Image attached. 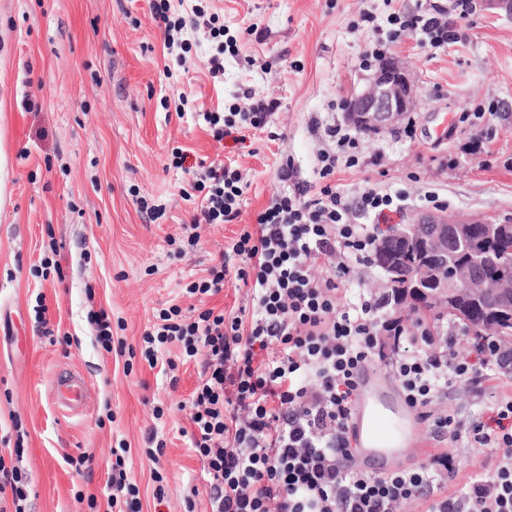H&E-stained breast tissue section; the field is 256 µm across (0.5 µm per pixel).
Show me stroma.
<instances>
[{"label": "stroma", "mask_w": 512, "mask_h": 512, "mask_svg": "<svg viewBox=\"0 0 512 512\" xmlns=\"http://www.w3.org/2000/svg\"><path fill=\"white\" fill-rule=\"evenodd\" d=\"M450 0H169L200 9L193 28L165 45L155 0H0V456L27 478L25 512H105L112 451L139 487L140 512H154V473L164 477L165 512H206L202 462L191 446L196 363L174 375L149 367L142 336L160 310L250 307L229 280L207 298L186 285L207 277L231 239L255 224L272 195L287 191L279 167L293 158L316 182L332 142L312 122H341L336 102L363 88L359 57L391 12ZM375 24V25H376ZM459 42L421 47L407 34L389 55L414 88V138L402 127L362 137V163L335 175L357 194L372 180L408 195L377 226L409 224L426 191L461 216H512V16L478 6L469 21L449 13ZM231 47L218 50L214 29ZM221 69H213V60ZM276 101L265 129L213 138L206 112ZM474 101L491 104L487 135L459 122ZM237 168L239 218L194 223L211 162ZM195 224L198 242H184ZM46 320H39V313ZM111 327L104 349L96 318ZM67 373L84 382L78 411L53 391ZM512 371L482 392L449 388L441 409L467 417L492 409ZM163 417H155V407ZM157 430L165 447L148 456ZM92 456L91 466L80 465ZM95 496L96 508L77 495Z\"/></svg>", "instance_id": "1"}]
</instances>
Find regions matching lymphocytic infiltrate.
Here are the masks:
<instances>
[{
	"instance_id": "f902f5d3",
	"label": "lymphocytic infiltrate",
	"mask_w": 512,
	"mask_h": 512,
	"mask_svg": "<svg viewBox=\"0 0 512 512\" xmlns=\"http://www.w3.org/2000/svg\"><path fill=\"white\" fill-rule=\"evenodd\" d=\"M442 15L439 9L390 14L387 35L368 44L361 66H372L406 31L432 49L455 42ZM275 108L260 101L245 112H207L203 119L219 138L233 129H262ZM324 134L336 150L318 158V189L295 183L273 196L255 230H243L209 277L188 285L189 294L203 298L224 281H241L250 289L251 309L186 315L174 305L142 336L149 366L171 344L179 346L180 361L201 363L190 421L210 512H512V393L495 400L493 428L480 408L464 419L434 412L449 388L477 391L494 381L512 354L485 339L477 346L483 356L477 369L459 356L455 337L426 330L407 339L400 319L384 317L392 293L349 300L355 266L371 264L374 253L375 230L364 216L398 211L402 197L370 182L356 198L347 197L332 178L340 167L358 165L361 139L341 123ZM208 179L204 219L232 223L244 193L237 169L211 165ZM384 334L392 349L381 342ZM375 358L398 380L407 406L431 421L437 442L464 438L479 450L480 470L461 489H448L453 467L444 452L412 469L355 468L348 433L361 375ZM177 362L168 361V368ZM112 454L107 506L123 512L139 489L121 449Z\"/></svg>"
}]
</instances>
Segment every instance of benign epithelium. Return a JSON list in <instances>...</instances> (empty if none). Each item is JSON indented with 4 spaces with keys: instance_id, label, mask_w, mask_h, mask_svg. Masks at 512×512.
<instances>
[{
    "instance_id": "1",
    "label": "benign epithelium",
    "mask_w": 512,
    "mask_h": 512,
    "mask_svg": "<svg viewBox=\"0 0 512 512\" xmlns=\"http://www.w3.org/2000/svg\"><path fill=\"white\" fill-rule=\"evenodd\" d=\"M414 104L412 80L408 70L397 58L383 59L364 90L347 101L346 118L362 132L379 131L399 125ZM454 224L455 239L468 253L464 261L455 258L448 249V224ZM481 228L480 241L472 240L475 228ZM512 236V220H487L459 217L448 221L446 213L419 215L415 224H397L389 234L378 239V267L387 282L400 277L405 267L413 270L414 278L407 289L421 293L429 302L457 305V299L468 293L486 298L490 310L486 318L476 323L474 330L487 336L502 330L496 320L506 315L512 318V276L484 287L477 283L478 267L492 257L488 245Z\"/></svg>"
}]
</instances>
